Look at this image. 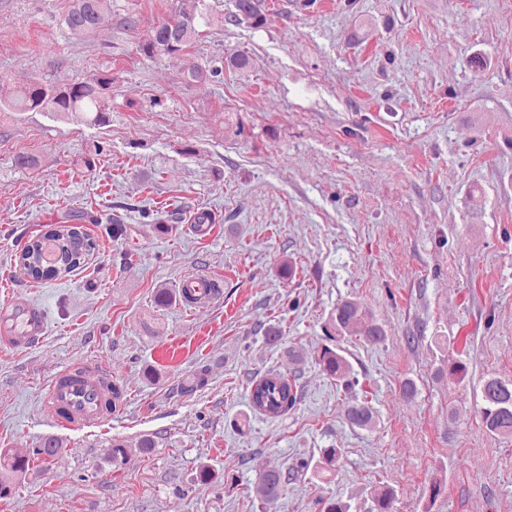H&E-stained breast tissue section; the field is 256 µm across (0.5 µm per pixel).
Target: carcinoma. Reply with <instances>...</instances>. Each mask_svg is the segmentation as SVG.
I'll return each mask as SVG.
<instances>
[{
  "mask_svg": "<svg viewBox=\"0 0 512 512\" xmlns=\"http://www.w3.org/2000/svg\"><path fill=\"white\" fill-rule=\"evenodd\" d=\"M102 0H73L64 18L68 30L82 34L106 22L101 10ZM235 11L226 16L230 24L246 23L257 29L262 27L265 16L260 9V0H234ZM209 25V15L205 11L204 0H178L169 19L153 28L139 45V52L151 60L182 54L200 37L202 27ZM242 74L250 69L247 55L238 53L214 59L201 66L191 64L183 71L181 80L193 84L202 80L214 79L223 74L224 67ZM118 74L110 70L87 82L80 81L67 86L46 84L34 81L18 91L14 98L7 100L3 108L15 112H51L62 119H76L88 126H105L112 114V84ZM86 232L77 225H59L37 237L16 258L17 264L34 281L56 279L65 276L85 263L93 253L95 245L80 249L81 237ZM326 338L333 345H324L318 351L316 364L329 378L335 380L345 390L351 391L359 380L352 366L335 344L339 336H360L372 344L385 341L384 328L374 319L373 314L360 302L346 299L338 303L329 313L324 325ZM469 372L466 362L451 360L438 369V374L455 380L464 379ZM482 422L488 432L502 436H512V380L495 376L483 379L480 386ZM250 404L254 411L271 417L288 414L297 404V393L288 379L267 374L252 381ZM348 421L362 429L375 423V412L366 401L354 400L347 410ZM64 448L63 441L48 435L26 456L14 454L7 448H0V498L11 495L15 485L24 479L31 463L39 460L49 463ZM127 456L126 444L114 439L103 449L102 460L116 471L124 464ZM342 457V449L334 446L324 448L315 464L301 463V468H312L313 475L322 477L333 474ZM289 475L273 467L259 476L263 496L275 499L281 495L288 483ZM218 481V475L208 464L198 465L194 482L209 487ZM396 491L387 484L380 485L374 494L376 512H392Z\"/></svg>",
  "mask_w": 512,
  "mask_h": 512,
  "instance_id": "1",
  "label": "carcinoma"
}]
</instances>
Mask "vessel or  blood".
Returning <instances> with one entry per match:
<instances>
[{
  "mask_svg": "<svg viewBox=\"0 0 512 512\" xmlns=\"http://www.w3.org/2000/svg\"><path fill=\"white\" fill-rule=\"evenodd\" d=\"M47 327L37 305L0 311V349L22 350L40 341ZM111 370L100 365L73 364L57 372L47 386L45 403L62 427L77 429L108 420L112 397Z\"/></svg>",
  "mask_w": 512,
  "mask_h": 512,
  "instance_id": "1",
  "label": "vessel or blood"
}]
</instances>
